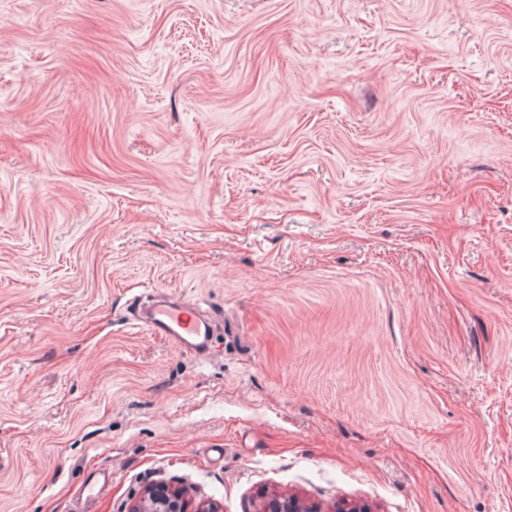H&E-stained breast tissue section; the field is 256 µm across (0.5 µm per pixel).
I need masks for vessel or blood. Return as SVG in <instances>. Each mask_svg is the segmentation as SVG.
Masks as SVG:
<instances>
[{
	"mask_svg": "<svg viewBox=\"0 0 512 512\" xmlns=\"http://www.w3.org/2000/svg\"><path fill=\"white\" fill-rule=\"evenodd\" d=\"M141 322L154 335L164 337L179 349L204 354L211 348L209 329L191 308L161 303L143 316Z\"/></svg>",
	"mask_w": 512,
	"mask_h": 512,
	"instance_id": "1",
	"label": "vessel or blood"
}]
</instances>
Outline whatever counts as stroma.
I'll return each mask as SVG.
<instances>
[{
	"mask_svg": "<svg viewBox=\"0 0 512 512\" xmlns=\"http://www.w3.org/2000/svg\"><path fill=\"white\" fill-rule=\"evenodd\" d=\"M100 471L512 512V0H0V512ZM138 320L156 336H162L177 348L196 354L210 351L212 338L198 313L188 307L161 303Z\"/></svg>",
	"mask_w": 512,
	"mask_h": 512,
	"instance_id": "obj_1",
	"label": "stroma"
}]
</instances>
